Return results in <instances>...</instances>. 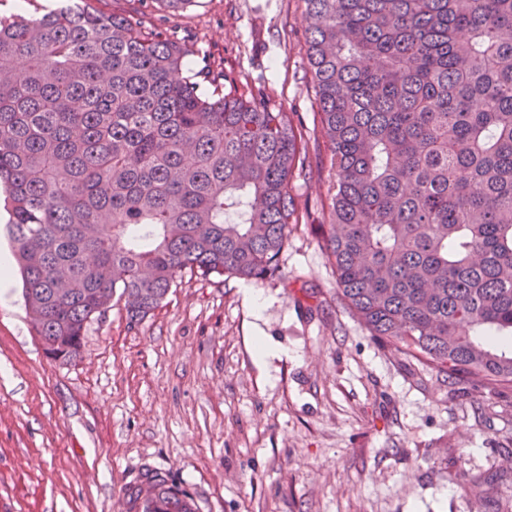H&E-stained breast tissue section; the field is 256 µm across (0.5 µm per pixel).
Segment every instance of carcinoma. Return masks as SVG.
I'll use <instances>...</instances> for the list:
<instances>
[{
    "label": "carcinoma",
    "mask_w": 512,
    "mask_h": 512,
    "mask_svg": "<svg viewBox=\"0 0 512 512\" xmlns=\"http://www.w3.org/2000/svg\"><path fill=\"white\" fill-rule=\"evenodd\" d=\"M332 179L338 298L390 354L464 393L512 389V0H303ZM172 30L68 3L0 15V191L45 353L80 355L94 293L141 321L189 272L264 282L304 215L296 112ZM174 512H195L167 476Z\"/></svg>",
    "instance_id": "1"
}]
</instances>
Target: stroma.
Masks as SVG:
<instances>
[{"mask_svg":"<svg viewBox=\"0 0 512 512\" xmlns=\"http://www.w3.org/2000/svg\"><path fill=\"white\" fill-rule=\"evenodd\" d=\"M95 7L144 10L299 113L320 164L303 0ZM327 188V175L294 176L312 213L280 278L186 274L137 323L113 299L70 362L46 357L20 278L0 283V512H130L149 471L185 488L197 512H512L511 482L469 489L512 474V391L464 396L371 339L321 248Z\"/></svg>","mask_w":512,"mask_h":512,"instance_id":"35a3bbf8","label":"stroma"}]
</instances>
